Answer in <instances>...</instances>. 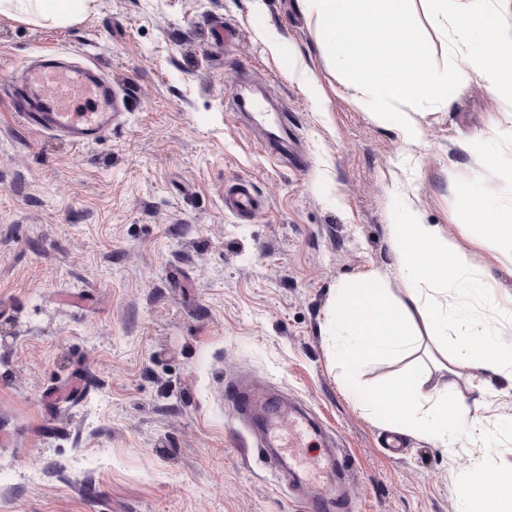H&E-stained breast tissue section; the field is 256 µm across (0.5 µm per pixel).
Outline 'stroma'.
Wrapping results in <instances>:
<instances>
[{
	"instance_id": "1",
	"label": "stroma",
	"mask_w": 512,
	"mask_h": 512,
	"mask_svg": "<svg viewBox=\"0 0 512 512\" xmlns=\"http://www.w3.org/2000/svg\"><path fill=\"white\" fill-rule=\"evenodd\" d=\"M408 11L446 69L422 0ZM53 45L130 94L105 139L75 146L15 117L21 73ZM241 85L279 103L288 142L231 111ZM389 109L419 118V144L345 85L296 0H95L65 27L0 15V512H303L232 415L224 386L243 377L325 429L330 448L303 450L309 475L347 457L348 512H455L460 487L512 470V396H480L479 372L457 365L456 394L484 399L485 441L453 454L410 435L394 457L321 333L331 288L391 263L387 226L408 206L512 295V263L461 235L453 192L478 170L512 190V153L486 170L465 148H502L497 100L473 83L446 107ZM285 146L302 166L275 158ZM239 182L261 203L245 223L224 209ZM82 371L78 401L51 398Z\"/></svg>"
}]
</instances>
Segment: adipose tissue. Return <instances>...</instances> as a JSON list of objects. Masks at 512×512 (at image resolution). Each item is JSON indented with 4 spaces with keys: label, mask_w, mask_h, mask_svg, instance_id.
I'll list each match as a JSON object with an SVG mask.
<instances>
[{
    "label": "adipose tissue",
    "mask_w": 512,
    "mask_h": 512,
    "mask_svg": "<svg viewBox=\"0 0 512 512\" xmlns=\"http://www.w3.org/2000/svg\"><path fill=\"white\" fill-rule=\"evenodd\" d=\"M434 33L448 46V68L424 62L420 35L408 22L406 0H298L315 19L316 38L348 87L369 96L373 113H386L407 144L422 136L419 123L405 112L389 111L390 100L407 98L450 104L449 90L476 83L497 99L499 125L512 147V54L500 53L495 17L512 0H425ZM90 0H0V14L65 26L84 18ZM482 47L473 57V47ZM469 216L463 233L483 227L498 253L512 262V201L475 182L458 192ZM394 262L338 284L331 296L324 332L338 338L347 372L360 366L413 357V365L385 383L356 391L360 405L397 430L451 448L456 428L471 441L484 437L481 404L455 398V380L429 386L432 371L452 372L456 364L485 374V386L504 384L512 392V308L489 320L473 311V299L495 301L493 286L473 267L441 225L423 223L407 208L388 227ZM405 281L395 297L392 276ZM459 512H512V473L463 487Z\"/></svg>",
    "instance_id": "obj_1"
}]
</instances>
